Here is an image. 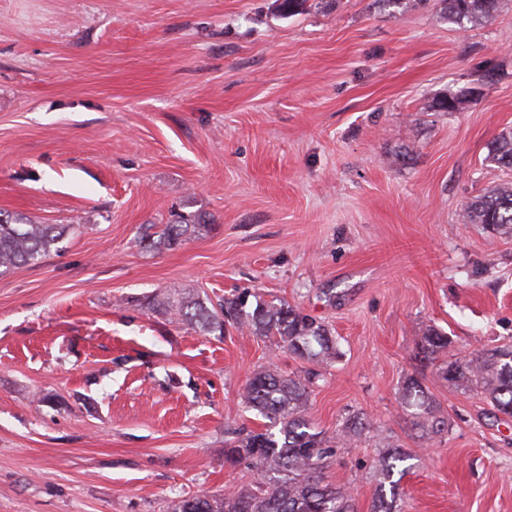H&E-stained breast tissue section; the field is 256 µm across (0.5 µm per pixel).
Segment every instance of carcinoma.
<instances>
[{"label":"carcinoma","instance_id":"1","mask_svg":"<svg viewBox=\"0 0 512 512\" xmlns=\"http://www.w3.org/2000/svg\"><path fill=\"white\" fill-rule=\"evenodd\" d=\"M500 0H441L439 18L464 28L489 21ZM488 161L512 170V132L501 134ZM469 222L512 235V185L500 186L475 200L467 209ZM211 228L202 214H179L155 235L140 238L145 248L174 249L192 236ZM74 224H37L21 213L0 211V269L37 262L58 250V244ZM137 306L169 322L196 327L204 334L222 336L229 329H248L272 340L276 349L316 365H328L338 356L336 337L316 321L286 302L255 300L241 292L217 303L173 285L137 300ZM448 336L429 329L420 339L422 353L431 358L448 349ZM441 375L450 386L465 385L479 391L498 412L512 416V345L483 350L474 357L445 363ZM319 373L283 376L265 370L247 382L243 398L265 420L263 428L235 432L224 449V465L251 466L257 478L249 489L222 493H198L172 503L170 512H355V498L345 487L325 479L324 468L334 454L330 440L315 429L308 416L310 385ZM401 407L413 425L433 434L448 430V418L416 377L405 379ZM365 418L349 417L341 430L342 441L356 442L367 428ZM408 460L400 448H390L379 459L382 476L372 512H401L402 491L394 475H403Z\"/></svg>","mask_w":512,"mask_h":512}]
</instances>
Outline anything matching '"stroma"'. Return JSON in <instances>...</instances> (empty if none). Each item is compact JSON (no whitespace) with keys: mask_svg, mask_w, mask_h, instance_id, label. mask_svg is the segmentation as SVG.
I'll return each instance as SVG.
<instances>
[{"mask_svg":"<svg viewBox=\"0 0 512 512\" xmlns=\"http://www.w3.org/2000/svg\"><path fill=\"white\" fill-rule=\"evenodd\" d=\"M508 131L512 0L464 29L434 0H0V209L78 227L0 274V512H169L252 485L224 465L262 423L245 384L309 365L136 306L174 284L332 330L308 413L332 439L364 414L325 470L359 512L392 446L411 455L404 512H512V417L440 375L512 344V235L463 220L512 183L487 160ZM175 210L210 231L137 246ZM432 328L450 340L436 359L418 347ZM410 375L448 433L412 428Z\"/></svg>","mask_w":512,"mask_h":512,"instance_id":"obj_1","label":"stroma"}]
</instances>
